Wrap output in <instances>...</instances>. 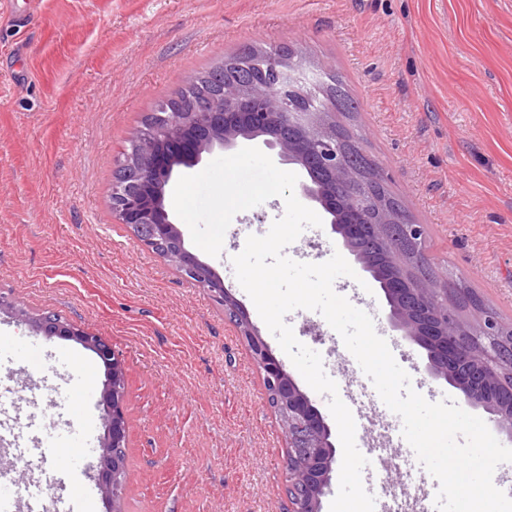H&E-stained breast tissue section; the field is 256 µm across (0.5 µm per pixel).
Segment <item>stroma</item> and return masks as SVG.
Segmentation results:
<instances>
[{
	"mask_svg": "<svg viewBox=\"0 0 512 512\" xmlns=\"http://www.w3.org/2000/svg\"><path fill=\"white\" fill-rule=\"evenodd\" d=\"M32 24L0 13V295L52 312L111 343L126 371L123 512H282L288 449L263 373L235 323L112 214L109 195L131 132L196 72L247 44L288 43L326 63L359 110L351 121L410 217L439 281L467 280L512 325V0H18ZM282 198L234 215L219 256L201 254L272 348L232 259L283 217ZM369 314L426 400L457 391L398 340L379 288L335 280ZM286 323L310 349L337 333L315 311ZM15 351H44L41 399H4L22 419H52L72 446L93 394L87 438L104 433L105 367L72 340L45 339L0 315ZM357 447L380 507L391 493L434 512L435 479L387 406L360 400Z\"/></svg>",
	"mask_w": 512,
	"mask_h": 512,
	"instance_id": "35a3bbf8",
	"label": "stroma"
}]
</instances>
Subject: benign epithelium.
<instances>
[{
	"mask_svg": "<svg viewBox=\"0 0 512 512\" xmlns=\"http://www.w3.org/2000/svg\"><path fill=\"white\" fill-rule=\"evenodd\" d=\"M271 71L275 83L234 85L224 92L223 103L205 112L154 113L149 142L136 158L134 171L140 182L151 187L163 175L172 179L173 161L177 159L194 167L205 153L234 148L246 135L230 117L237 111L247 112L252 125L270 131L264 146L277 151L280 161L299 167L312 162L326 172L327 183L307 180L300 186L301 194L331 216V233L374 281L383 278L382 269L348 244L368 232L377 239L380 251L394 269L383 288L392 331L425 350L429 373L455 388L464 405L486 412L489 420L512 440V407H505L502 399L503 390L512 388V342L508 341L507 328L494 315L481 316L476 323L477 335L494 336L503 346L491 344L477 353L468 351L463 335L470 334L469 325L455 309L453 282L437 288L418 281L386 235L388 225L399 224L405 239L421 243L425 239L424 225L380 204L376 205L374 223H352L354 199L363 188L362 168L350 164L344 141L329 130L327 113L298 111L288 102L291 91L310 95L320 92L326 70L321 67L312 71L300 63L282 61L273 65ZM280 125L292 127L296 135L285 139L272 133ZM112 213L147 247L175 264L186 279L206 289L214 301L224 306L225 314L235 322L252 358L264 373L270 402L288 440L284 459L288 504L284 512H322L323 497L332 483L336 463L331 427L323 415L275 356L225 287L223 278L186 247L181 225L170 219L165 208L164 194H127L112 205ZM26 322L48 339L66 338L82 344L107 369L101 392L105 434L97 467L99 488L110 500L126 448L124 366L106 339L56 315L43 314Z\"/></svg>",
	"mask_w": 512,
	"mask_h": 512,
	"instance_id": "1",
	"label": "benign epithelium"
}]
</instances>
